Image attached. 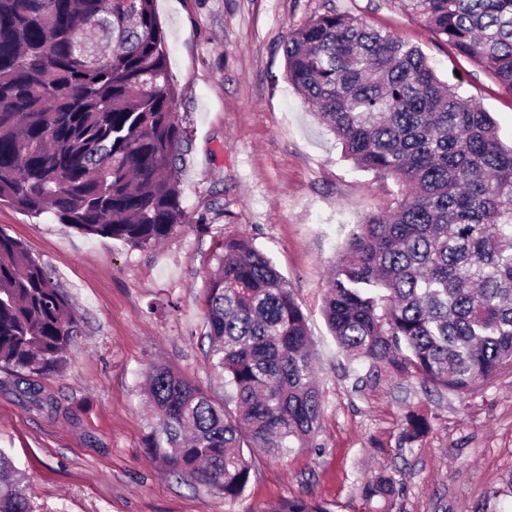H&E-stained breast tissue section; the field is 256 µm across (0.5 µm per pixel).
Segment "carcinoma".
Wrapping results in <instances>:
<instances>
[{"mask_svg":"<svg viewBox=\"0 0 512 512\" xmlns=\"http://www.w3.org/2000/svg\"><path fill=\"white\" fill-rule=\"evenodd\" d=\"M512 92V0H398ZM285 74L357 167L401 198L348 239L324 316L342 354L443 397L512 366V147L415 46L332 9L283 44ZM155 0H0V202L149 248L186 222L187 143ZM206 288L204 336L229 391L215 402L166 363L144 396V452L169 474L242 497L259 455L312 444L323 411L307 317L252 241L226 238ZM80 331L42 263L0 230V367L59 371ZM428 419L405 414L399 447ZM403 478L360 487L388 508ZM0 512H33L0 450ZM247 512H329L309 498Z\"/></svg>","mask_w":512,"mask_h":512,"instance_id":"obj_1","label":"carcinoma"}]
</instances>
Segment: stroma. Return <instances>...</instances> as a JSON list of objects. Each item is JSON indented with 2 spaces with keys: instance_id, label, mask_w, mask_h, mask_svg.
I'll return each mask as SVG.
<instances>
[{
  "instance_id": "1",
  "label": "stroma",
  "mask_w": 512,
  "mask_h": 512,
  "mask_svg": "<svg viewBox=\"0 0 512 512\" xmlns=\"http://www.w3.org/2000/svg\"><path fill=\"white\" fill-rule=\"evenodd\" d=\"M179 114L189 141L178 165L189 221L153 248L86 235L0 204V229L59 284L80 322L63 370L0 368V450L24 476L35 512H245L308 497L330 512H379L360 485L403 473L398 512H512V368L463 396L419 380L359 388L322 314L326 282L366 216L391 210L399 186L344 157L341 144L288 83L282 43L331 9L418 46L436 75L474 100L512 143V95L458 55L398 0H156ZM244 236L272 258L307 316L323 401L309 448L259 457L242 496L221 498L167 476L143 448L149 366L224 396L205 355L204 293L224 238ZM429 433L400 448L408 410Z\"/></svg>"
}]
</instances>
